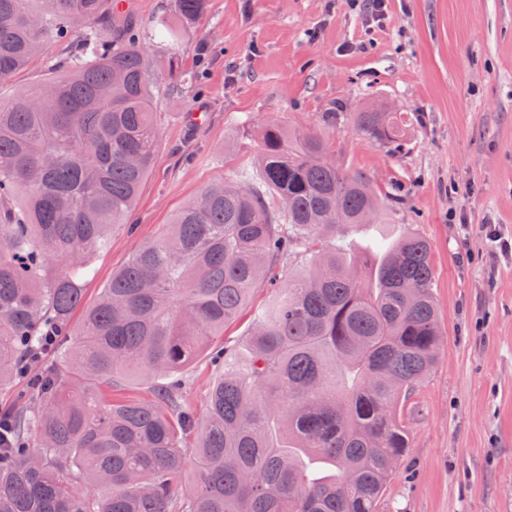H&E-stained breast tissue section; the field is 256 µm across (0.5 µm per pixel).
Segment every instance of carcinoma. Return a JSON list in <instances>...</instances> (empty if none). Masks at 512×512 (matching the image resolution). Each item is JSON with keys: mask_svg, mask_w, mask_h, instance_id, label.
<instances>
[{"mask_svg": "<svg viewBox=\"0 0 512 512\" xmlns=\"http://www.w3.org/2000/svg\"><path fill=\"white\" fill-rule=\"evenodd\" d=\"M205 10L170 0L157 57L114 0H0V81L47 43L67 48L37 89L0 100V389L29 381L23 406L0 413V512H379L408 447L399 401L442 343L432 245L383 238L363 287L369 254L347 251L345 233L380 202L320 133L264 120L252 170L205 186L72 324L87 257L127 223L154 166L159 74L193 83L179 59ZM351 120L403 146L393 113ZM284 256L305 265L283 277L269 262ZM264 281L243 347L211 353L219 378L199 417L184 369ZM46 353L56 364L36 368ZM131 375L159 382L112 397Z\"/></svg>", "mask_w": 512, "mask_h": 512, "instance_id": "obj_1", "label": "carcinoma"}]
</instances>
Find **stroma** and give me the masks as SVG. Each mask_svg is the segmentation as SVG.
<instances>
[{
  "label": "stroma",
  "instance_id": "1",
  "mask_svg": "<svg viewBox=\"0 0 512 512\" xmlns=\"http://www.w3.org/2000/svg\"><path fill=\"white\" fill-rule=\"evenodd\" d=\"M61 52L47 45L0 96L40 84ZM183 67L197 81L161 78L154 167L131 226L91 257L85 303L206 184L251 167L256 122L320 132L384 201L348 243L414 232L433 245L444 346L402 405L408 447L381 512H512V0H390L378 25L349 0H208ZM373 101L410 121L400 152L325 122Z\"/></svg>",
  "mask_w": 512,
  "mask_h": 512
}]
</instances>
